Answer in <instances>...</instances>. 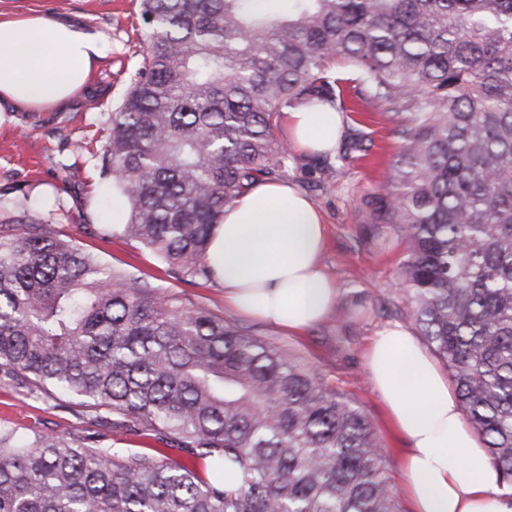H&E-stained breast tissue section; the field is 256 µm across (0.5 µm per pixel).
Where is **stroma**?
I'll list each match as a JSON object with an SVG mask.
<instances>
[{"label":"stroma","mask_w":512,"mask_h":512,"mask_svg":"<svg viewBox=\"0 0 512 512\" xmlns=\"http://www.w3.org/2000/svg\"><path fill=\"white\" fill-rule=\"evenodd\" d=\"M33 10L97 32L103 55L92 68L89 91L65 109L0 114V219L17 217L11 203L25 200L30 216L54 222L103 264L276 340L363 411L389 461L390 481L400 486L398 462L406 443L387 418L364 353L383 328L399 324L410 329L414 323L394 307L403 261L400 241L387 228L382 245L370 242L369 217L359 199L392 179L400 150L394 130L407 122V113L371 112L360 127L364 150L351 151L346 142H339L336 149L346 157L337 161L329 181L321 174L322 159L291 151L287 180L324 217L327 246L322 264L337 285L338 307L347 312L344 321L331 313L303 334L291 336L227 308L221 283L173 277L150 250L112 225V194L99 177L98 158L110 116L141 63L140 0H0V12L21 15ZM0 423L48 434L78 433L94 448L149 453L159 445L155 436L113 431L111 424L80 415L65 402L38 400L1 384Z\"/></svg>","instance_id":"35a3bbf8"}]
</instances>
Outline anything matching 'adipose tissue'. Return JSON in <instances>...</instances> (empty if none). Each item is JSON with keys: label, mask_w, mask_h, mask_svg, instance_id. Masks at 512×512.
<instances>
[{"label": "adipose tissue", "mask_w": 512, "mask_h": 512, "mask_svg": "<svg viewBox=\"0 0 512 512\" xmlns=\"http://www.w3.org/2000/svg\"><path fill=\"white\" fill-rule=\"evenodd\" d=\"M102 56L97 35L33 13L0 17V113L57 110L87 87ZM284 118L301 153L333 151L343 113L298 108ZM325 224L317 206L282 181L258 183L224 210L207 261L224 301L291 334L334 308L335 282L319 260ZM373 386L405 438L402 491L410 512H512V496L434 359L405 328H384L366 353Z\"/></svg>", "instance_id": "obj_1"}]
</instances>
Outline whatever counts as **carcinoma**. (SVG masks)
Instances as JSON below:
<instances>
[{
	"instance_id": "cac0c4a2",
	"label": "carcinoma",
	"mask_w": 512,
	"mask_h": 512,
	"mask_svg": "<svg viewBox=\"0 0 512 512\" xmlns=\"http://www.w3.org/2000/svg\"><path fill=\"white\" fill-rule=\"evenodd\" d=\"M262 2L141 0L99 159L122 232L208 282L224 207L287 171L283 112L356 111L346 94L410 112L362 205L400 238L398 292L512 490V0ZM0 372L187 454L0 424V512H399L367 417L308 364L37 217L0 221Z\"/></svg>"
}]
</instances>
